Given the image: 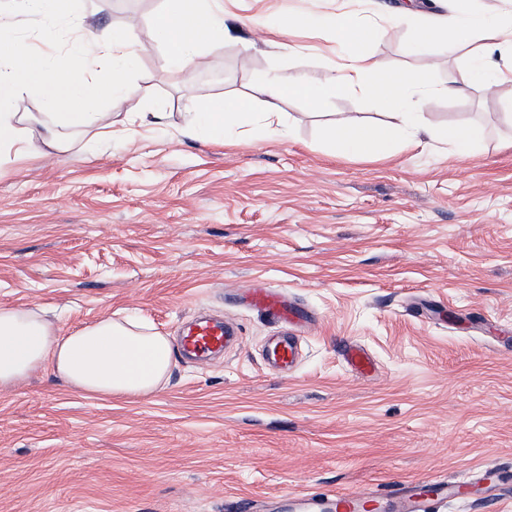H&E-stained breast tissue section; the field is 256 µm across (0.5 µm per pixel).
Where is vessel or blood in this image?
<instances>
[{
    "label": "vessel or blood",
    "instance_id": "1",
    "mask_svg": "<svg viewBox=\"0 0 512 512\" xmlns=\"http://www.w3.org/2000/svg\"><path fill=\"white\" fill-rule=\"evenodd\" d=\"M250 303L266 315L309 328L311 319L291 306L287 299L272 288H255L248 295ZM235 333L233 326L219 321L197 323L180 340L182 352L201 356L228 347ZM343 361L361 374L370 373L371 358L357 346H345L341 352ZM298 358L295 337L277 340L270 345V365L282 371L293 368ZM480 492L482 498L498 500L502 487L494 473H487L480 489H473L464 479L454 481L430 480L422 483L406 481L385 493H369L360 497L353 494L295 493L272 499L275 512H433L436 505L448 501L470 500L472 492Z\"/></svg>",
    "mask_w": 512,
    "mask_h": 512
}]
</instances>
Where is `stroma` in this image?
<instances>
[{
    "mask_svg": "<svg viewBox=\"0 0 512 512\" xmlns=\"http://www.w3.org/2000/svg\"><path fill=\"white\" fill-rule=\"evenodd\" d=\"M172 0H83L94 34L130 29L142 47L131 77L155 130L128 102L91 104L97 127L49 157L0 153V307L43 309L70 331L135 315L170 340L207 315L238 330L224 354L174 353L166 388L112 402L70 392L50 369L0 391V512H226L228 498L284 491L364 495L405 480L512 473V83L487 94L469 63L412 39L416 19L448 0H224L230 37L178 72L155 35ZM377 20L390 71L434 63L455 87L424 105L432 128L390 154L336 155L338 123L380 124L356 94L279 107L285 137L229 145L183 130L184 113L250 95L256 73L327 83L336 44L288 31L294 12ZM126 121L129 132L98 127ZM472 125L459 160L441 134ZM263 283L308 308L291 371L270 369L279 331L235 291ZM363 347L371 375L348 369ZM343 361L360 374L371 372L373 363L367 353L355 345H347L341 352Z\"/></svg>",
    "mask_w": 512,
    "mask_h": 512,
    "instance_id": "1",
    "label": "stroma"
}]
</instances>
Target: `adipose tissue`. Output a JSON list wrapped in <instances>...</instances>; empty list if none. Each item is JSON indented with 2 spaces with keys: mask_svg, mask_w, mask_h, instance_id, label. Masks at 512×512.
Returning a JSON list of instances; mask_svg holds the SVG:
<instances>
[{
  "mask_svg": "<svg viewBox=\"0 0 512 512\" xmlns=\"http://www.w3.org/2000/svg\"><path fill=\"white\" fill-rule=\"evenodd\" d=\"M174 10L159 14L155 28L159 39L174 54L177 67L197 68L203 41L224 38V3L213 0H175ZM44 16L67 21L71 54L78 61L76 71L62 73L55 55L23 44L0 42V148L24 146L43 157L63 150L66 132L93 126L97 113L87 111L89 99L109 100L131 97L123 82L115 80V68H131L142 52L130 36L115 32L85 38L84 14L79 0H6L0 6V32L12 29L20 19ZM322 24L337 46L348 48L336 64L330 86L311 84L299 78L288 83L271 73L258 74L253 82L256 96L265 100L264 111L255 112L246 100L214 99L188 113L187 132L207 133L216 143L232 142L245 124L255 123L268 131L281 130L278 100L300 96L318 105L331 94L356 93L376 101L391 117L378 129L340 124L328 131L337 152L359 154L387 150L398 138L416 139L421 126L418 115L439 88L429 69L410 73L386 70L378 61L373 45L379 28L347 13L324 17L314 14L289 15L285 26L291 30ZM419 40L444 44L450 52L470 59L469 77L492 88L512 82V66L500 68L492 60L495 50L512 48V22L474 12L454 0L446 16L421 26ZM483 49H476V42ZM38 89L48 111L38 133L22 125L9 106L22 91ZM172 365L169 337L140 322L105 317L84 327L64 332L37 310L25 307L0 308V390L10 389L38 369L47 367L74 393L99 399L141 400L162 391Z\"/></svg>",
  "mask_w": 512,
  "mask_h": 512,
  "instance_id": "adipose-tissue-1",
  "label": "adipose tissue"
}]
</instances>
